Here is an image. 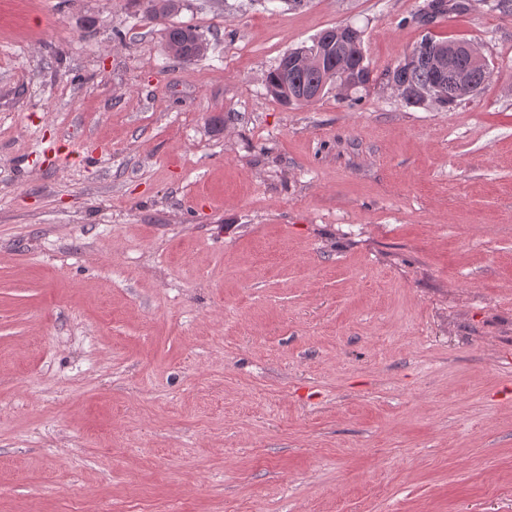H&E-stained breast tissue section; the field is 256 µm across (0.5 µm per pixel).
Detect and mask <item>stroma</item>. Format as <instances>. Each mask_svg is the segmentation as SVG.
Wrapping results in <instances>:
<instances>
[{
    "label": "stroma",
    "mask_w": 512,
    "mask_h": 512,
    "mask_svg": "<svg viewBox=\"0 0 512 512\" xmlns=\"http://www.w3.org/2000/svg\"><path fill=\"white\" fill-rule=\"evenodd\" d=\"M425 2L0 0V512H512V12ZM345 24L491 76L268 94ZM144 15L163 26L164 46L169 56L192 62L208 50L206 39L195 28L171 21L182 8V0H131Z\"/></svg>",
    "instance_id": "obj_1"
}]
</instances>
